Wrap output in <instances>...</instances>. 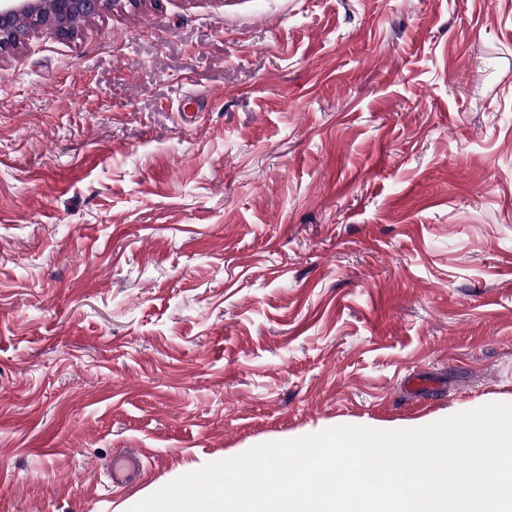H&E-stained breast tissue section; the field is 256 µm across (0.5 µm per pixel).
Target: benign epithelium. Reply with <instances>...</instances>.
Instances as JSON below:
<instances>
[{"mask_svg": "<svg viewBox=\"0 0 512 512\" xmlns=\"http://www.w3.org/2000/svg\"><path fill=\"white\" fill-rule=\"evenodd\" d=\"M119 0H0V55L23 44L31 30L51 23L57 34L73 33L71 19L92 17Z\"/></svg>", "mask_w": 512, "mask_h": 512, "instance_id": "7a95c632", "label": "benign epithelium"}]
</instances>
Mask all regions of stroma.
Returning a JSON list of instances; mask_svg holds the SVG:
<instances>
[{"instance_id":"35a3bbf8","label":"stroma","mask_w":512,"mask_h":512,"mask_svg":"<svg viewBox=\"0 0 512 512\" xmlns=\"http://www.w3.org/2000/svg\"><path fill=\"white\" fill-rule=\"evenodd\" d=\"M488 403L512 0H123L0 57V512Z\"/></svg>"}]
</instances>
